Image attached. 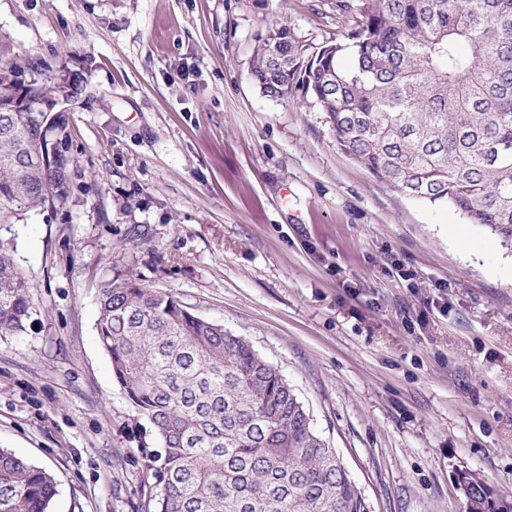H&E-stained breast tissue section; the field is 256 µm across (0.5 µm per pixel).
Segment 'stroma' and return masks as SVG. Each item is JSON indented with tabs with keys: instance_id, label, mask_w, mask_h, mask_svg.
I'll use <instances>...</instances> for the list:
<instances>
[{
	"instance_id": "obj_1",
	"label": "stroma",
	"mask_w": 512,
	"mask_h": 512,
	"mask_svg": "<svg viewBox=\"0 0 512 512\" xmlns=\"http://www.w3.org/2000/svg\"><path fill=\"white\" fill-rule=\"evenodd\" d=\"M336 0H0V68L52 79L67 208L0 228L33 296L0 334V448L50 469L49 512H141L148 422L95 323L114 270L276 366L372 512H512V249L390 189L317 105L251 76L269 28L318 44ZM461 484L464 486L469 501V511L497 512L490 499L489 492L478 474L467 472Z\"/></svg>"
}]
</instances>
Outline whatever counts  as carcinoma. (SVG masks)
I'll list each match as a JSON object with an SVG mask.
<instances>
[{"label": "carcinoma", "mask_w": 512, "mask_h": 512, "mask_svg": "<svg viewBox=\"0 0 512 512\" xmlns=\"http://www.w3.org/2000/svg\"><path fill=\"white\" fill-rule=\"evenodd\" d=\"M311 101L336 144L391 188L448 204L512 247V0H366L344 42L269 30L251 69ZM49 82L0 72V225L70 202L68 132ZM38 146L45 165L23 163ZM113 376L152 425L142 512H369L361 488L277 367L243 337L133 274L99 291ZM30 283L0 244V334L25 330ZM471 512H497L465 474ZM47 469L0 448V512H48Z\"/></svg>", "instance_id": "obj_1"}]
</instances>
